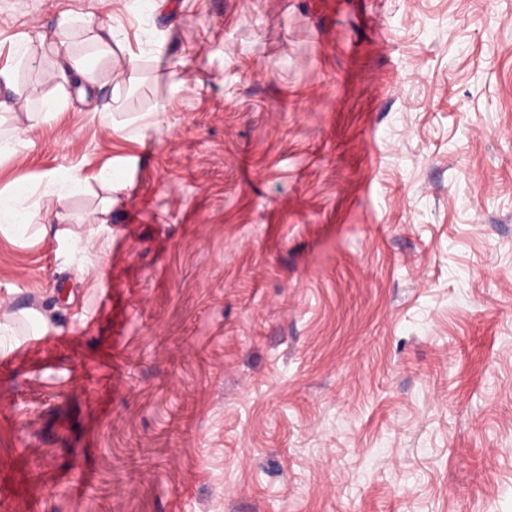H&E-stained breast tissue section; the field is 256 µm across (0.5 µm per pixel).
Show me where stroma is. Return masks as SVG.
Here are the masks:
<instances>
[{"label": "stroma", "instance_id": "obj_1", "mask_svg": "<svg viewBox=\"0 0 512 512\" xmlns=\"http://www.w3.org/2000/svg\"><path fill=\"white\" fill-rule=\"evenodd\" d=\"M173 2L0 0L118 98L0 154L73 217L0 228V512H512V0ZM96 178L102 183L107 196L102 199L101 207L96 212L93 224H100L99 227H103L104 224H108L106 216L110 214L112 204L115 202V200L112 199V193L118 192L122 186L119 182H116L118 177L114 172L112 173V170L102 169Z\"/></svg>", "mask_w": 512, "mask_h": 512}]
</instances>
